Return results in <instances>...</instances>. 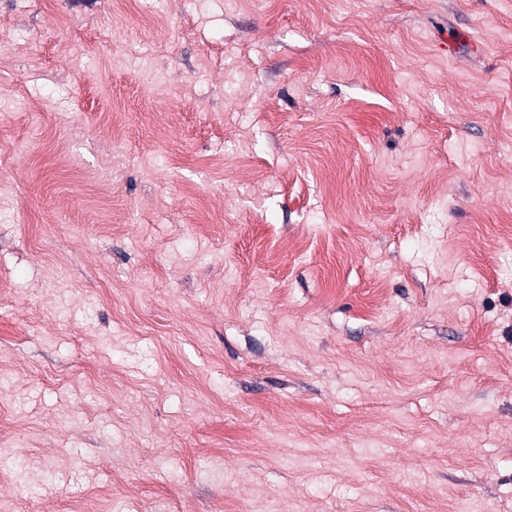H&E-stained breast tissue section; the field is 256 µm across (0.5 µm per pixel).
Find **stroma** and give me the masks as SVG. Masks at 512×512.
Listing matches in <instances>:
<instances>
[{
    "label": "stroma",
    "instance_id": "35a3bbf8",
    "mask_svg": "<svg viewBox=\"0 0 512 512\" xmlns=\"http://www.w3.org/2000/svg\"><path fill=\"white\" fill-rule=\"evenodd\" d=\"M0 140V512H512V0H0Z\"/></svg>",
    "mask_w": 512,
    "mask_h": 512
}]
</instances>
